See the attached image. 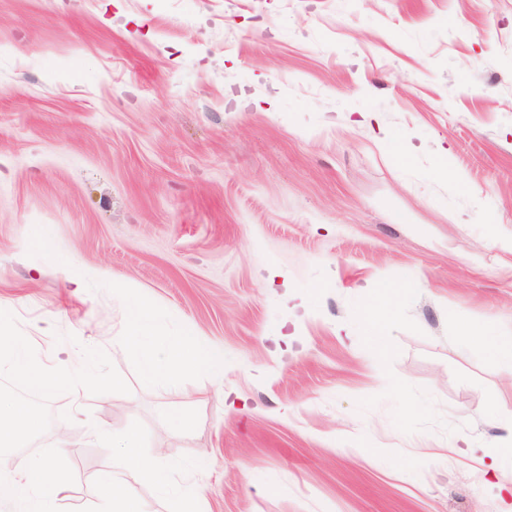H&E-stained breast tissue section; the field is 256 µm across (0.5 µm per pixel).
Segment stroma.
I'll use <instances>...</instances> for the list:
<instances>
[{"label": "stroma", "mask_w": 512, "mask_h": 512, "mask_svg": "<svg viewBox=\"0 0 512 512\" xmlns=\"http://www.w3.org/2000/svg\"><path fill=\"white\" fill-rule=\"evenodd\" d=\"M138 297L223 377L144 383ZM0 318L95 372L11 464L55 458L61 512L112 466L96 422L201 512H512L449 450L512 477V0H0Z\"/></svg>", "instance_id": "1"}]
</instances>
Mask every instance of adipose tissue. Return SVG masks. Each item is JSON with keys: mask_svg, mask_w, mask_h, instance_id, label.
<instances>
[{"mask_svg": "<svg viewBox=\"0 0 512 512\" xmlns=\"http://www.w3.org/2000/svg\"><path fill=\"white\" fill-rule=\"evenodd\" d=\"M153 316V304L138 299L128 309L126 334L120 339L125 351L139 359L144 382L158 384L170 376L200 370L223 373V352L195 337L167 336L156 344L146 345L141 331ZM0 371L33 383L43 400H51L63 387L70 389L74 402L82 400V370L44 364L28 337L10 333L0 336ZM42 424V414L35 406L0 397L1 449L18 447L37 434ZM93 435L111 440L117 450L111 470L96 479L99 496L95 512H146L133 498L132 486L137 483L167 486L175 471L174 464L162 457L146 455L136 427L115 434L101 426ZM66 483L65 473L49 457L35 460L22 471H0V506L7 512H57L59 495Z\"/></svg>", "mask_w": 512, "mask_h": 512, "instance_id": "adipose-tissue-1", "label": "adipose tissue"}]
</instances>
